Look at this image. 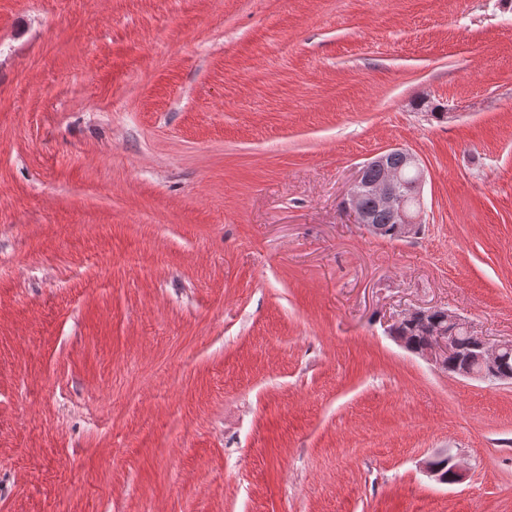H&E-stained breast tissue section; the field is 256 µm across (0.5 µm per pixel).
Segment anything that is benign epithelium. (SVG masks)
<instances>
[{"mask_svg":"<svg viewBox=\"0 0 512 512\" xmlns=\"http://www.w3.org/2000/svg\"><path fill=\"white\" fill-rule=\"evenodd\" d=\"M390 152L399 155L402 165L396 168H383V178L378 184L365 180V170H360L354 178L346 199V206L358 217L359 223L367 230H373L370 216L358 206L359 195L368 190L375 197L379 207L391 214L397 224L400 238L415 234L423 210L422 187L425 182V170L419 157L405 148H392ZM447 325L430 332V339L418 352V355L441 370L444 363L454 361L457 367L453 374L462 378L480 382H505L507 378L497 372L500 354L512 351V340L492 344L480 335H474L476 344L467 352L458 348V332L472 333L469 324L451 311H444ZM423 472L430 478L454 484L460 482L462 473L453 459L440 452L424 462Z\"/></svg>","mask_w":512,"mask_h":512,"instance_id":"benign-epithelium-1","label":"benign epithelium"}]
</instances>
